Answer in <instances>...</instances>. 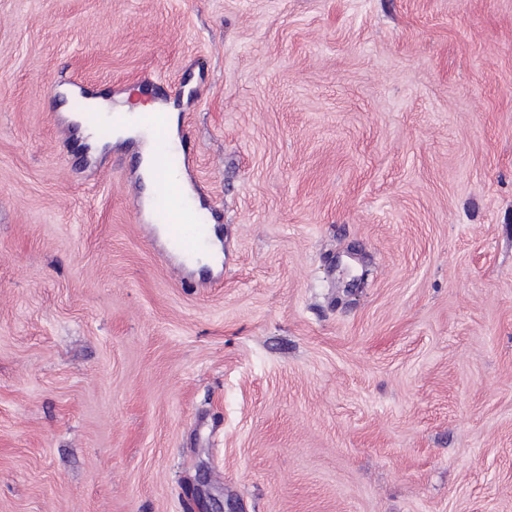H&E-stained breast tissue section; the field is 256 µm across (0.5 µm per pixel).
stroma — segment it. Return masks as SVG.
<instances>
[{"mask_svg":"<svg viewBox=\"0 0 512 512\" xmlns=\"http://www.w3.org/2000/svg\"><path fill=\"white\" fill-rule=\"evenodd\" d=\"M194 84L184 287L49 87ZM512 512V0H0V512Z\"/></svg>","mask_w":512,"mask_h":512,"instance_id":"stroma-1","label":"stroma"}]
</instances>
